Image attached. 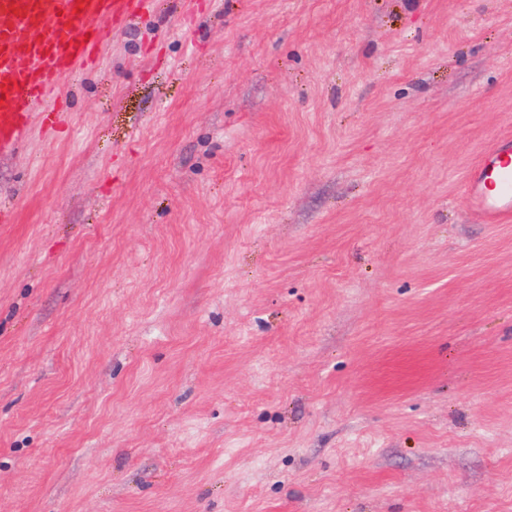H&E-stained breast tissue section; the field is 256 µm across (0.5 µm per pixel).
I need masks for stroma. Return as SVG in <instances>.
I'll use <instances>...</instances> for the list:
<instances>
[{
    "label": "stroma",
    "instance_id": "1",
    "mask_svg": "<svg viewBox=\"0 0 512 512\" xmlns=\"http://www.w3.org/2000/svg\"><path fill=\"white\" fill-rule=\"evenodd\" d=\"M0 156V512H512V0H158ZM471 210L487 224L512 222V137L494 143L467 178Z\"/></svg>",
    "mask_w": 512,
    "mask_h": 512
}]
</instances>
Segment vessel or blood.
<instances>
[{
  "label": "vessel or blood",
  "mask_w": 512,
  "mask_h": 512,
  "mask_svg": "<svg viewBox=\"0 0 512 512\" xmlns=\"http://www.w3.org/2000/svg\"><path fill=\"white\" fill-rule=\"evenodd\" d=\"M145 0H0V153L25 142L34 114L65 101L51 91L75 67H93L114 23ZM471 210L485 223L512 222V137L494 143L467 178Z\"/></svg>",
  "instance_id": "vessel-or-blood-1"
}]
</instances>
